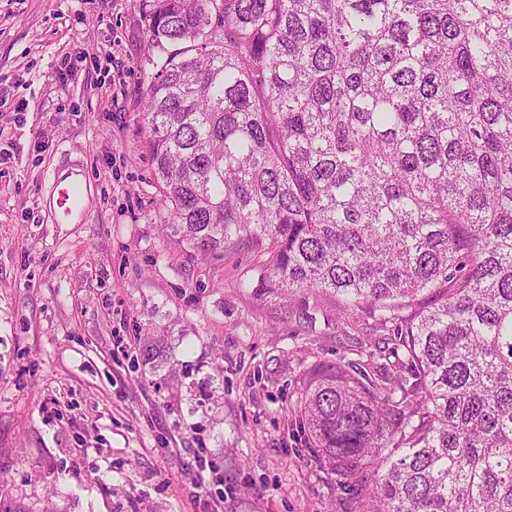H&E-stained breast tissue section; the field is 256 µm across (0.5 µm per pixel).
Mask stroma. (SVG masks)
<instances>
[{"mask_svg": "<svg viewBox=\"0 0 512 512\" xmlns=\"http://www.w3.org/2000/svg\"><path fill=\"white\" fill-rule=\"evenodd\" d=\"M155 55L144 0H0V512H355L294 407L311 365L391 362L396 341L330 296L312 330L255 298L269 250L166 237ZM77 165L88 220L52 223Z\"/></svg>", "mask_w": 512, "mask_h": 512, "instance_id": "35a3bbf8", "label": "stroma"}]
</instances>
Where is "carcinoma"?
Wrapping results in <instances>:
<instances>
[{
  "mask_svg": "<svg viewBox=\"0 0 512 512\" xmlns=\"http://www.w3.org/2000/svg\"><path fill=\"white\" fill-rule=\"evenodd\" d=\"M143 122L179 241L271 245L407 369L315 366L301 432L362 512H512V0H146ZM381 461L373 481L363 474Z\"/></svg>",
  "mask_w": 512,
  "mask_h": 512,
  "instance_id": "carcinoma-1",
  "label": "carcinoma"
}]
</instances>
